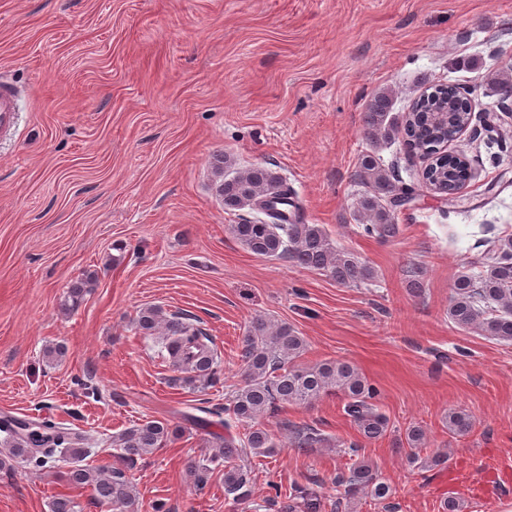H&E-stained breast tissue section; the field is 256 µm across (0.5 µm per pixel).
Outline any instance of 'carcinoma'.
Wrapping results in <instances>:
<instances>
[{
    "label": "carcinoma",
    "mask_w": 512,
    "mask_h": 512,
    "mask_svg": "<svg viewBox=\"0 0 512 512\" xmlns=\"http://www.w3.org/2000/svg\"><path fill=\"white\" fill-rule=\"evenodd\" d=\"M442 97V105L424 101L418 113L390 117L391 101L379 93L367 105L363 115L364 136L372 150L363 153L358 162L357 181L362 191L355 203L356 233L381 241H390L401 233L394 200L404 193L395 167L383 164L373 148L381 142L400 138L416 146L434 147L454 139L457 126L468 117L467 102L458 98L454 85L434 89ZM474 160L452 156L429 184L447 191L448 200L466 182L468 168ZM214 167L222 180L216 194L230 213L249 209L261 213L253 220H244L228 227L234 239L251 253L267 259H288L295 265L322 271L336 283L360 286L374 278L372 268L353 253L339 249L322 226L305 224L298 218L291 222L284 214L287 204H296L294 192L276 170L253 165L228 176L231 160L224 154L213 156ZM92 276L88 275L69 286L63 306L77 309L83 302ZM449 320L461 330L478 328L493 339L512 342V236L494 242L489 261L478 271H462L451 287L448 305ZM135 326L145 338H159V353L176 372L173 383L192 391H204L223 375L221 355L216 344L196 317L182 311L167 312L156 305L138 311ZM306 350L304 337L286 324H270L254 320L242 338L243 385L231 395L229 402L208 410L224 427V434L209 433L207 440L214 453L190 464L195 482L208 483L213 468L222 460L224 492L233 500L244 501L252 496L249 459L269 456L279 441L261 420L278 411L282 404L311 405L325 395H341L343 411L358 427L363 438L376 440L386 435L389 422L379 410L380 392L345 361H329L313 366L300 362ZM448 432L465 435L472 428L471 418L462 411L448 413ZM245 433H237L238 428ZM296 448H321L328 438L313 427L288 426ZM0 469L10 470V462L19 461L36 474L47 464L63 460L69 463L67 481L75 487H89L98 504L115 512H138L139 503L126 473L119 469L80 466L85 455V435L49 417H0ZM182 429L167 421L141 423L112 440L120 458L130 464L145 459L175 440ZM361 447L353 441L344 453L354 462L346 472L333 478L344 487V495H362L386 499L390 486L379 476L375 466L360 455ZM239 463H234V460ZM319 492L308 485H297L281 506V512H323Z\"/></svg>",
    "instance_id": "1"
}]
</instances>
